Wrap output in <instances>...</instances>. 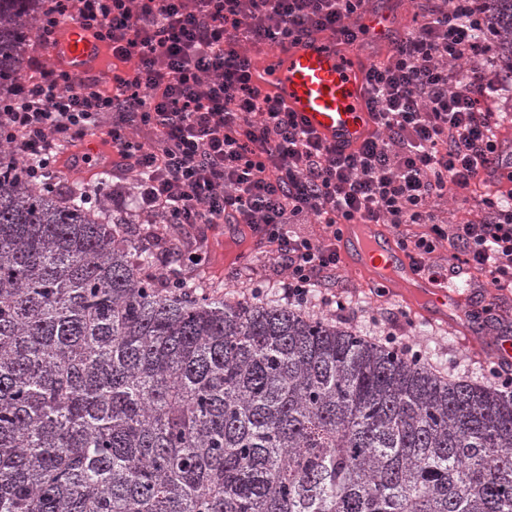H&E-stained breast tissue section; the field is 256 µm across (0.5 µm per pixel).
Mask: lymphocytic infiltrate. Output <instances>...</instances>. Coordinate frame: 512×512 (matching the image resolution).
I'll list each match as a JSON object with an SVG mask.
<instances>
[{
    "mask_svg": "<svg viewBox=\"0 0 512 512\" xmlns=\"http://www.w3.org/2000/svg\"><path fill=\"white\" fill-rule=\"evenodd\" d=\"M416 23L372 62L367 108L378 132L353 152L330 150L276 98L250 80L237 45L286 46L311 31H335L370 0H45L38 38L50 42L71 19L112 49V76L73 80L24 60L0 95V163L24 159L30 184L50 189L78 163L87 136L112 149L111 179L132 180L144 236L169 224H237L255 238L268 280L294 306L336 284L342 227L388 224L419 271L442 274L431 256L447 243L453 268L512 285V187L477 196L495 154L500 117L486 104L484 69L458 77L439 58L495 60L481 0H427ZM144 127L151 147L129 131ZM451 194L482 207L481 222L436 223L430 203ZM319 235L292 225L306 213Z\"/></svg>",
    "mask_w": 512,
    "mask_h": 512,
    "instance_id": "f902f5d3",
    "label": "lymphocytic infiltrate"
}]
</instances>
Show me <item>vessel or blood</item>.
Instances as JSON below:
<instances>
[{
  "instance_id": "obj_1",
  "label": "vessel or blood",
  "mask_w": 512,
  "mask_h": 512,
  "mask_svg": "<svg viewBox=\"0 0 512 512\" xmlns=\"http://www.w3.org/2000/svg\"><path fill=\"white\" fill-rule=\"evenodd\" d=\"M373 40L385 41L394 20L389 12L375 10L364 20ZM246 58L252 59L253 81L275 95L284 111L317 136L324 145L348 153L376 132L366 101L370 85L361 70L362 57L353 49L337 45L335 39L315 34L285 48L249 45ZM47 62L79 76L105 73L103 48L80 23L66 22L55 42L50 43ZM512 173V144L501 143L492 163L484 170L487 178ZM360 236L358 227H342L339 248L348 268L362 271L376 287L398 293L400 282L413 278L414 271L405 253L388 233L377 225ZM428 299L418 311L425 317L446 316L456 294L435 288L425 281Z\"/></svg>"
}]
</instances>
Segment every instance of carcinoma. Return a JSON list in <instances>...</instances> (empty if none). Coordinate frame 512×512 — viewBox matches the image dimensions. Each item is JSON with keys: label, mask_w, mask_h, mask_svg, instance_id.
Returning a JSON list of instances; mask_svg holds the SVG:
<instances>
[{"label": "carcinoma", "mask_w": 512, "mask_h": 512, "mask_svg": "<svg viewBox=\"0 0 512 512\" xmlns=\"http://www.w3.org/2000/svg\"><path fill=\"white\" fill-rule=\"evenodd\" d=\"M40 0H0V90ZM512 72V0H487ZM0 173V512H512V393L198 284Z\"/></svg>", "instance_id": "carcinoma-1"}]
</instances>
